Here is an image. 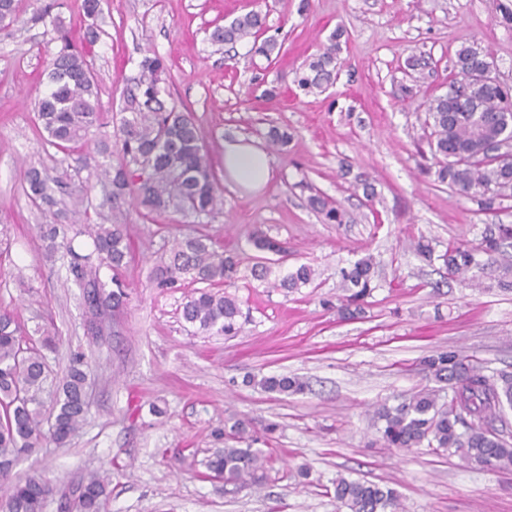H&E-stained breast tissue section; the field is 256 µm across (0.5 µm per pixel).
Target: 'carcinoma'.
I'll return each instance as SVG.
<instances>
[{
    "label": "carcinoma",
    "instance_id": "obj_1",
    "mask_svg": "<svg viewBox=\"0 0 512 512\" xmlns=\"http://www.w3.org/2000/svg\"><path fill=\"white\" fill-rule=\"evenodd\" d=\"M265 17L250 11L210 33L214 44H235L253 38L251 52L267 59L278 48L273 38H262ZM61 48L51 62L49 90L39 100L38 120L49 144L63 147L89 138L100 127L94 75L88 68L86 49L70 36L56 30ZM343 31H333L322 52L313 58L296 78L300 89L323 91L336 71V50ZM487 56L470 46L455 55L458 77L448 90L430 100L426 126L431 128L428 146L434 160L437 182L448 185L481 206L512 197V154L500 151L509 132L501 122L490 119L512 107V87L497 79L470 75L476 60ZM138 74L129 79L123 92L120 131L121 157L114 163H102L104 187L109 198L117 201L134 197L155 212L175 209L184 213L208 214L221 201L218 178L204 145L196 120L180 113L163 99L167 64L163 58L144 56ZM33 199L51 201L47 183L35 167L25 171ZM309 206L322 215L326 224H345L347 212L323 197H310ZM85 233L92 241L88 255L70 251L69 270L83 288L85 320L90 328L101 325L108 310L122 304L124 285L112 276L115 289L105 290L100 269L117 271L129 254V244L121 225H87ZM416 252L428 260L438 258L450 277L480 268L474 250L458 244L435 255L432 243L421 237L414 242ZM512 248V224H496L484 233L480 251L487 265L497 273L501 288H512V260L498 262ZM238 254L220 250L206 235H189L172 248L153 278L158 288H179L184 282L202 283L182 306V318L207 334L226 336L240 332V301L227 292L238 274ZM315 269L307 264L272 283L286 291L309 285ZM346 295L338 311L352 317L361 311L376 288L375 261L366 255L341 270ZM54 339L43 337L41 345L23 346L21 327L7 312L0 313V482L7 484L4 500L9 512H44V488L47 480L31 475L10 480L11 472L24 454L41 445L45 433L54 443L65 445L83 424L88 413L85 401L87 372L84 357L77 353L57 387L53 422L43 431L41 394L51 374L44 351L52 349ZM425 369L438 383L448 386L451 395L439 402V390L422 388L404 401L381 405L378 433L388 448L409 450L427 443L435 453L455 456L469 465L512 469V441L494 426L504 407H512V372L495 370L458 351H441L423 359ZM263 386L275 393H298L305 384L298 379L270 376ZM230 438L246 447L226 446L207 460L208 471L235 489L258 487L268 478L275 458L255 448L256 438L243 423L236 424ZM111 494L108 479L89 474L62 495L77 512H104ZM333 495L340 512H401L396 492L378 484L338 477Z\"/></svg>",
    "mask_w": 512,
    "mask_h": 512
}]
</instances>
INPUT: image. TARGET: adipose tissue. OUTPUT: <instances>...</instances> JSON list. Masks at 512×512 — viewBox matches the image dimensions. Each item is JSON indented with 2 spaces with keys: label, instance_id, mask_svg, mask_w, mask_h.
<instances>
[{
  "label": "adipose tissue",
  "instance_id": "ef3b65f1",
  "mask_svg": "<svg viewBox=\"0 0 512 512\" xmlns=\"http://www.w3.org/2000/svg\"><path fill=\"white\" fill-rule=\"evenodd\" d=\"M273 176L269 155L260 142L240 136L224 140V178L238 189L253 192Z\"/></svg>",
  "mask_w": 512,
  "mask_h": 512
}]
</instances>
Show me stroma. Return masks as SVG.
Returning <instances> with one entry per match:
<instances>
[{"label": "stroma", "mask_w": 512, "mask_h": 512, "mask_svg": "<svg viewBox=\"0 0 512 512\" xmlns=\"http://www.w3.org/2000/svg\"><path fill=\"white\" fill-rule=\"evenodd\" d=\"M506 0H101L88 18L82 0H21L19 19L0 23V312L20 322L26 342L56 337L50 360L65 370L71 354L89 364V415L63 447L45 441L13 475L41 474L65 492L81 475L111 469L108 512H337L332 482L344 475L394 489L404 512H512V472L467 465L426 447H384L374 409L433 386L421 360L458 350L512 371V289L481 274L480 287L441 282L410 244L479 248L485 228L512 224V198L481 206L438 184L429 168L426 106L444 93L452 61L470 45L512 85V25ZM50 21L35 22L45 4ZM266 17L277 59L251 56V40L211 44L215 26L248 11ZM76 43L98 38L87 60L98 78L102 126L87 144L45 145L35 105L48 90L57 50L55 27ZM345 32L334 82L322 93L296 89V70L319 54L334 29ZM169 66L166 97L197 119L216 172L225 137L267 141L288 129L287 146L270 148L273 177L256 194L224 187V205L208 215L149 212L136 201L107 202L95 177L100 141L120 147L123 89L148 54ZM425 66L411 70L410 57ZM277 86L280 96L264 98ZM68 178L56 206L35 205L23 172ZM375 188L363 194L362 181ZM87 192L95 224L121 225L131 247L118 272L126 296L103 339L85 333L84 300L68 266L92 244L72 224L59 226L55 254L43 237L56 208ZM322 194L344 208L345 224L323 223L309 204ZM56 224V223H55ZM279 241L280 278L307 263L315 281L287 292L265 287L251 269L255 231ZM209 235L237 250L241 331L198 334L182 316L195 286L161 290L152 276L178 239ZM373 255L377 289L363 313L336 310L340 268ZM295 375L307 391L265 392L256 381ZM246 419L256 432L277 429L265 446L275 456L266 487L225 492L205 461L224 431ZM308 468L301 482L299 468Z\"/></svg>", "instance_id": "obj_1"}]
</instances>
